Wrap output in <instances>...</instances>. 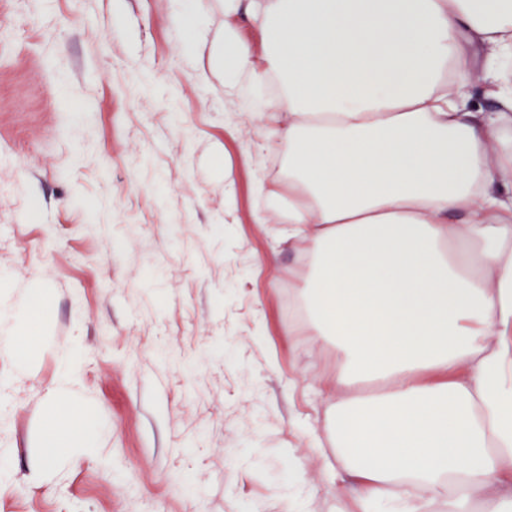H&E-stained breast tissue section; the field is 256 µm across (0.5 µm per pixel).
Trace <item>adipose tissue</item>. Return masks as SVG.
<instances>
[{"mask_svg": "<svg viewBox=\"0 0 512 512\" xmlns=\"http://www.w3.org/2000/svg\"><path fill=\"white\" fill-rule=\"evenodd\" d=\"M213 45L262 148L305 266L288 333L336 344L337 492L363 512H512V0H225ZM381 382L360 393V381Z\"/></svg>", "mask_w": 512, "mask_h": 512, "instance_id": "adipose-tissue-1", "label": "adipose tissue"}]
</instances>
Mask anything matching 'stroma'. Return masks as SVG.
<instances>
[{"label": "stroma", "mask_w": 512, "mask_h": 512, "mask_svg": "<svg viewBox=\"0 0 512 512\" xmlns=\"http://www.w3.org/2000/svg\"><path fill=\"white\" fill-rule=\"evenodd\" d=\"M223 36L224 0H0V337L38 333L0 348V512H290L294 480L303 512L363 510L328 482L333 346L288 333L298 255L253 221L280 156ZM100 430V426L93 421L83 428L66 434L63 438L54 435L49 437L43 444V448H57L63 441L66 445L71 446H87L92 443V439Z\"/></svg>", "instance_id": "stroma-1"}]
</instances>
